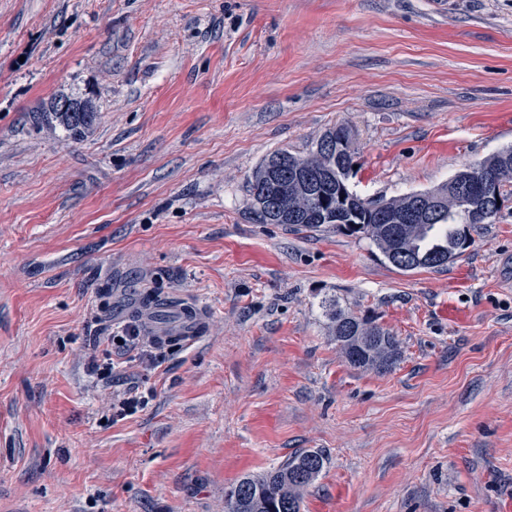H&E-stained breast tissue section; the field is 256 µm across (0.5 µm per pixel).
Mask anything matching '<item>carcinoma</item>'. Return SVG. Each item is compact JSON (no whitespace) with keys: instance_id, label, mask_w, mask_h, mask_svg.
Here are the masks:
<instances>
[{"instance_id":"obj_1","label":"carcinoma","mask_w":512,"mask_h":512,"mask_svg":"<svg viewBox=\"0 0 512 512\" xmlns=\"http://www.w3.org/2000/svg\"><path fill=\"white\" fill-rule=\"evenodd\" d=\"M98 109L90 98L57 95L40 112L34 122L49 129L61 128L67 137L80 141L96 124ZM288 156V163L320 165L326 157L317 149L302 157L286 149L271 152L253 172L248 183L251 199V218L258 224H303L317 229L331 226L338 231L369 239L381 254L389 249V232L386 223L377 219L373 209L382 211L396 208L405 198L369 200L351 191L348 180L353 168L354 154L341 153L340 171L332 186L322 188L292 201L291 206L311 213V219H279L271 214L266 203L269 191L265 169L269 162ZM512 146L483 161L457 172L436 191L450 187L468 193L467 210L448 211L433 224H412L398 242V248L409 253L416 264L402 271L432 269L430 257L446 253L454 258L471 243V229L478 224L491 223L492 215L483 212L489 196L512 195ZM322 307L329 324L350 366L356 369L384 370L391 368L399 358L398 344L394 336L369 317H358L343 310L336 300L325 299ZM327 463L320 449H308L295 455L260 477L241 478L226 494V512H301L304 491L322 473Z\"/></svg>"}]
</instances>
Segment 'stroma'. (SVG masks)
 I'll use <instances>...</instances> for the list:
<instances>
[{
  "instance_id": "obj_1",
  "label": "stroma",
  "mask_w": 512,
  "mask_h": 512,
  "mask_svg": "<svg viewBox=\"0 0 512 512\" xmlns=\"http://www.w3.org/2000/svg\"><path fill=\"white\" fill-rule=\"evenodd\" d=\"M58 94L95 102L83 141L32 122ZM339 124L365 199L512 146V0H0V512H224L316 448L302 512H512V195L413 272L255 223L262 159ZM151 295L197 342L93 371ZM327 297L393 368L348 364ZM322 307L336 343L350 366L363 370H384L398 361V344L388 330L369 317L346 312L336 299L323 300ZM181 307H184V305H181ZM176 312L180 314V318L169 323L157 337L165 341L172 339L185 340L186 343L191 344L201 334L204 315L200 310L187 307L180 308Z\"/></svg>"
}]
</instances>
